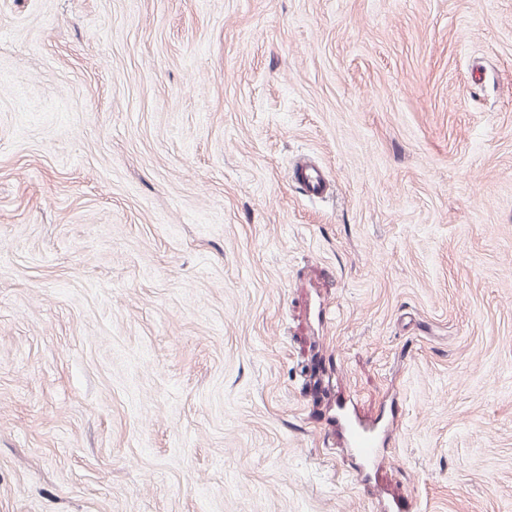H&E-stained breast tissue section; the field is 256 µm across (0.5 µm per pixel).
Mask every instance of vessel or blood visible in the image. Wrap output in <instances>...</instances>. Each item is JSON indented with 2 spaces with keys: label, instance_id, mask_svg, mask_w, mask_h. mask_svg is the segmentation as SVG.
Here are the masks:
<instances>
[{
  "label": "vessel or blood",
  "instance_id": "1",
  "mask_svg": "<svg viewBox=\"0 0 512 512\" xmlns=\"http://www.w3.org/2000/svg\"><path fill=\"white\" fill-rule=\"evenodd\" d=\"M293 174L312 194H322L328 189L324 175L314 167L299 164L295 166ZM335 422L343 447L347 448L357 462L356 479L368 480L371 470L385 457L386 447L392 438L389 424L381 419H361L356 414L352 402L348 400L337 402Z\"/></svg>",
  "mask_w": 512,
  "mask_h": 512
}]
</instances>
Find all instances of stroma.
<instances>
[{
	"label": "stroma",
	"instance_id": "stroma-1",
	"mask_svg": "<svg viewBox=\"0 0 512 512\" xmlns=\"http://www.w3.org/2000/svg\"><path fill=\"white\" fill-rule=\"evenodd\" d=\"M391 499L512 512V0H0V512ZM295 179L301 182L305 189L314 194H324L328 189L327 180L322 172L306 164L296 165L293 169ZM335 422L343 447L357 460L356 479L367 481L371 470L385 458L392 429L383 416L375 421L358 417L351 399L336 403Z\"/></svg>",
	"mask_w": 512,
	"mask_h": 512
}]
</instances>
